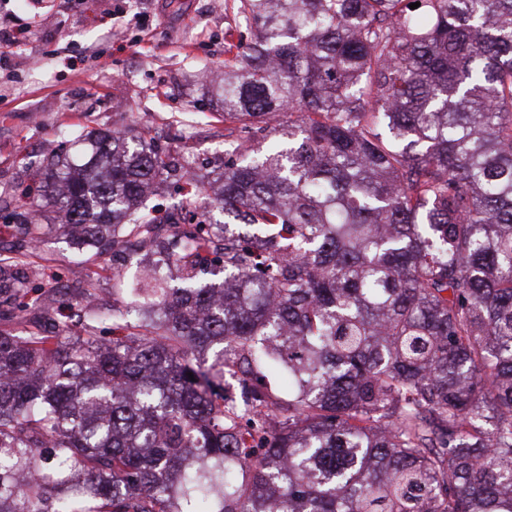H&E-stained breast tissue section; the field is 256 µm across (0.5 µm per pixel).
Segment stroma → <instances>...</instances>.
I'll use <instances>...</instances> for the list:
<instances>
[{
	"label": "stroma",
	"instance_id": "35a3bbf8",
	"mask_svg": "<svg viewBox=\"0 0 512 512\" xmlns=\"http://www.w3.org/2000/svg\"><path fill=\"white\" fill-rule=\"evenodd\" d=\"M0 26L17 39L0 60V257L17 241L9 215L42 205L34 285L53 303L42 328L70 312L86 281L109 308L112 255L76 274L79 251L38 191L35 167L84 129L150 124L161 144L209 174L224 160V125L201 73L245 33L225 0H0Z\"/></svg>",
	"mask_w": 512,
	"mask_h": 512
}]
</instances>
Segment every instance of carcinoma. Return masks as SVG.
Returning a JSON list of instances; mask_svg holds the SVG:
<instances>
[{"label":"carcinoma","mask_w":512,"mask_h":512,"mask_svg":"<svg viewBox=\"0 0 512 512\" xmlns=\"http://www.w3.org/2000/svg\"><path fill=\"white\" fill-rule=\"evenodd\" d=\"M233 8L209 73L244 160L146 128L52 165L123 334L91 292L0 332V512H512V0ZM45 306L0 258V312Z\"/></svg>","instance_id":"obj_1"}]
</instances>
